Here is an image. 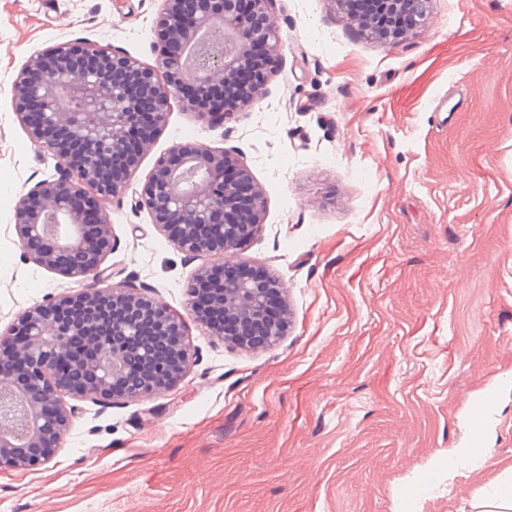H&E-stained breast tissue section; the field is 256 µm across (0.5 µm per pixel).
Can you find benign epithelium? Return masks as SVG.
Wrapping results in <instances>:
<instances>
[{
  "mask_svg": "<svg viewBox=\"0 0 512 512\" xmlns=\"http://www.w3.org/2000/svg\"><path fill=\"white\" fill-rule=\"evenodd\" d=\"M370 37L394 43L424 25L432 0H376L371 15L331 0ZM161 0L154 64L85 42L30 56L12 84L29 139L64 173L20 194L18 244L35 264L81 288L20 312L0 333V471L51 460L70 426L64 397L99 401L159 396L196 357L183 321L123 282L102 288L112 251L103 206L123 196L140 158L165 128L173 103L220 121L259 100L279 68L271 0ZM224 88V109L211 92ZM82 95L89 112L73 110ZM138 208L179 250L203 263L187 289L194 319L224 344L270 350L288 333L290 312L277 276L224 277L222 255L243 249L264 223L266 197L229 152L172 146L142 184Z\"/></svg>",
  "mask_w": 512,
  "mask_h": 512,
  "instance_id": "benign-epithelium-1",
  "label": "benign epithelium"
}]
</instances>
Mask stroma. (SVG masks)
Wrapping results in <instances>:
<instances>
[{"mask_svg": "<svg viewBox=\"0 0 512 512\" xmlns=\"http://www.w3.org/2000/svg\"><path fill=\"white\" fill-rule=\"evenodd\" d=\"M160 0H0V332L77 283L29 261L13 214L58 170L12 103L29 57L89 41L154 61ZM262 99L211 126L173 108L104 206L111 282L179 316L196 362L173 390L75 401L57 454L0 472V512H480L512 487V0H433L386 44L331 0H273ZM176 143L236 154L265 190L241 252L282 282L287 336L240 351L185 304L200 264L135 208ZM502 388L483 450L469 402Z\"/></svg>", "mask_w": 512, "mask_h": 512, "instance_id": "obj_1", "label": "stroma"}]
</instances>
